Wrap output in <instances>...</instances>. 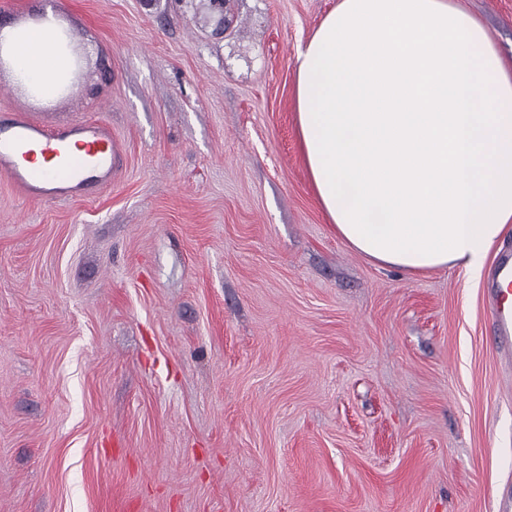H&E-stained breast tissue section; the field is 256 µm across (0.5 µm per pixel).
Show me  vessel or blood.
Listing matches in <instances>:
<instances>
[{
	"label": "vessel or blood",
	"instance_id": "vessel-or-blood-1",
	"mask_svg": "<svg viewBox=\"0 0 512 512\" xmlns=\"http://www.w3.org/2000/svg\"><path fill=\"white\" fill-rule=\"evenodd\" d=\"M42 158L43 166L31 161ZM119 150L105 122L83 120L47 127L29 114L0 115V175L26 199L63 201L92 197L111 184ZM489 310L499 335L512 338V254L494 271Z\"/></svg>",
	"mask_w": 512,
	"mask_h": 512
}]
</instances>
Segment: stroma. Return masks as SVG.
<instances>
[{
	"instance_id": "obj_1",
	"label": "stroma",
	"mask_w": 512,
	"mask_h": 512,
	"mask_svg": "<svg viewBox=\"0 0 512 512\" xmlns=\"http://www.w3.org/2000/svg\"><path fill=\"white\" fill-rule=\"evenodd\" d=\"M337 0H0L80 62L0 114L98 119L93 200L0 177V512H498L512 347L472 281L381 267L320 209L293 63ZM512 70V0H459Z\"/></svg>"
}]
</instances>
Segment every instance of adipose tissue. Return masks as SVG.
I'll use <instances>...</instances> for the list:
<instances>
[{
  "mask_svg": "<svg viewBox=\"0 0 512 512\" xmlns=\"http://www.w3.org/2000/svg\"><path fill=\"white\" fill-rule=\"evenodd\" d=\"M0 54L44 99L76 66L51 15L0 27ZM294 76L302 152L337 235L386 268L479 278L512 223V71L481 22L447 0H338Z\"/></svg>",
  "mask_w": 512,
  "mask_h": 512,
  "instance_id": "ef3b65f1",
  "label": "adipose tissue"
}]
</instances>
